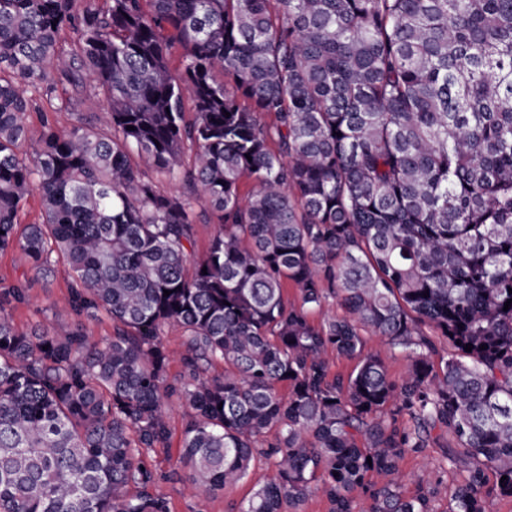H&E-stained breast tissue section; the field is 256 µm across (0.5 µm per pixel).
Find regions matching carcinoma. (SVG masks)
<instances>
[{
  "label": "carcinoma",
  "mask_w": 512,
  "mask_h": 512,
  "mask_svg": "<svg viewBox=\"0 0 512 512\" xmlns=\"http://www.w3.org/2000/svg\"><path fill=\"white\" fill-rule=\"evenodd\" d=\"M103 2L0 0V250L63 261L69 311L114 330H20L4 303L26 287L0 301V512H171L160 482L210 494L259 456L273 476L239 512L319 490L328 512H437L400 469L432 447L467 461L448 512L512 498V0ZM58 83L106 130L45 117L32 139ZM195 224L196 252L202 254L216 231V220L202 201L195 205ZM79 322L90 343H100L112 337V320L103 311H99L95 316H83L79 318ZM164 341L172 353V359L169 363V375L170 377L178 376L181 371V363L179 361V354L182 350V331L180 328L176 326H170L165 328L164 331ZM365 350L380 355L395 378H400L407 369V361L403 355L390 350L378 337L366 335ZM169 424L172 433L168 447L156 448L152 452V456L158 467L165 471L176 465L181 445L182 429L184 424V408L178 401H174L170 406Z\"/></svg>",
  "instance_id": "carcinoma-1"
}]
</instances>
